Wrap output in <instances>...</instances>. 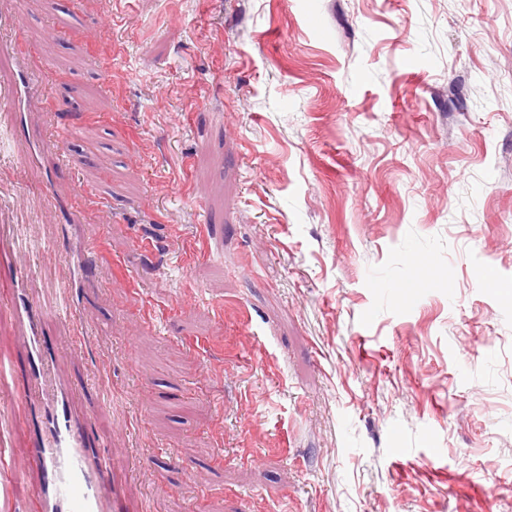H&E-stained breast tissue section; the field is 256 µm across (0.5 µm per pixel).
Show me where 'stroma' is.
Segmentation results:
<instances>
[{"mask_svg": "<svg viewBox=\"0 0 512 512\" xmlns=\"http://www.w3.org/2000/svg\"><path fill=\"white\" fill-rule=\"evenodd\" d=\"M102 285L48 324L151 512H512V0H24ZM96 30L87 45L81 28ZM109 59L110 71L95 61ZM0 357L30 365L1 296Z\"/></svg>", "mask_w": 512, "mask_h": 512, "instance_id": "1", "label": "stroma"}]
</instances>
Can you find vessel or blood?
<instances>
[{
	"label": "vessel or blood",
	"instance_id": "vessel-or-blood-1",
	"mask_svg": "<svg viewBox=\"0 0 512 512\" xmlns=\"http://www.w3.org/2000/svg\"><path fill=\"white\" fill-rule=\"evenodd\" d=\"M19 2L10 0L9 7L0 9V29L6 27L12 33L8 43L0 42V55L16 65L13 78L0 81V171L38 169L51 154L40 133L19 135L16 119L24 107L35 104V85L27 63L40 57L44 42L57 39L62 29L47 26L41 38H29L20 28L15 10ZM58 209L61 226L76 236L78 244L67 254L69 279L46 297L30 298L23 278L41 242L21 237L13 221L0 222V250L11 249L16 274L12 297L16 332L25 350L41 360L27 384L0 398V404L36 413L26 450L40 477L34 512H135L122 490L125 459L115 455L111 443L99 434L95 415L76 406L72 383L59 374L55 358L45 354L44 322L75 320L79 310L75 289L88 294L96 287L95 280L82 271L84 255L95 246L92 224L80 220L83 199L68 195L60 200ZM15 433V425H0V495L4 497L12 492L7 469L17 453Z\"/></svg>",
	"mask_w": 512,
	"mask_h": 512
}]
</instances>
